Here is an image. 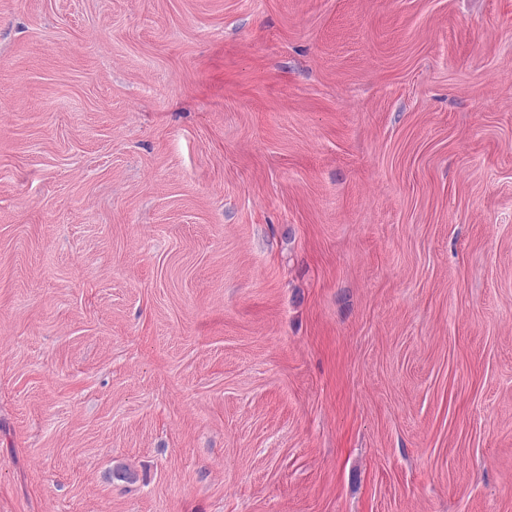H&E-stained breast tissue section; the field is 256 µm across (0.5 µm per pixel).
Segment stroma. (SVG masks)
<instances>
[{"label":"stroma","mask_w":512,"mask_h":512,"mask_svg":"<svg viewBox=\"0 0 512 512\" xmlns=\"http://www.w3.org/2000/svg\"><path fill=\"white\" fill-rule=\"evenodd\" d=\"M0 512H512V0H0Z\"/></svg>","instance_id":"stroma-1"}]
</instances>
